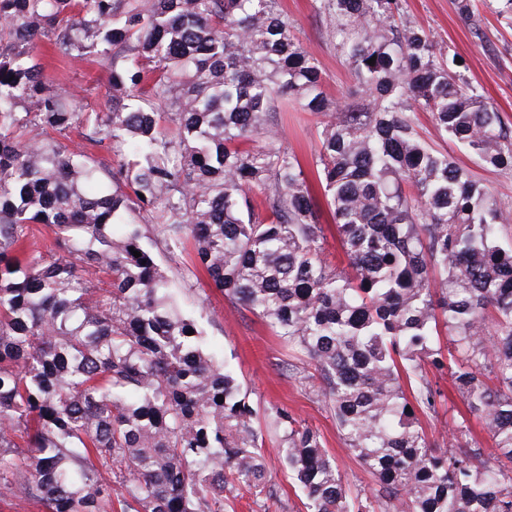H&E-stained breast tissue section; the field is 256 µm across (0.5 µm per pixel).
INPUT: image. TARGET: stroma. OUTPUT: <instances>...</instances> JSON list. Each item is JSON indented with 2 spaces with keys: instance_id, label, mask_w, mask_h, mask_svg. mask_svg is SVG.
Listing matches in <instances>:
<instances>
[{
  "instance_id": "obj_1",
  "label": "stroma",
  "mask_w": 512,
  "mask_h": 512,
  "mask_svg": "<svg viewBox=\"0 0 512 512\" xmlns=\"http://www.w3.org/2000/svg\"><path fill=\"white\" fill-rule=\"evenodd\" d=\"M472 16H464L458 0H403L402 20L425 29L447 56L462 58L465 80L477 87L504 120L512 122V16L498 14L484 0H471ZM296 37L317 58L324 78V92L344 110L364 99L356 87L350 66L340 51L335 21L326 0H278ZM47 84L65 91L83 111L101 112L112 103V85L107 70L95 58L61 60L52 55L43 72ZM272 122L277 142L293 150L303 163H310L317 146L316 116L299 110L275 107ZM418 130L427 141L455 154L474 179L512 211V170L494 169L476 157L457 150L452 142L438 139L426 113L417 115ZM159 264L174 285L181 310L193 316L217 360L228 362L257 410L255 423L264 434L263 457L267 477L277 492L275 498L254 499L243 492L234 502L235 512H305V498L278 453L276 412L288 410L316 431L334 457L351 489L370 490L376 483L349 454L336 420L320 393L309 360L297 346L284 345L270 327L248 309L231 304L196 266L193 248L169 253L156 250ZM447 406L425 415L421 425L433 447H444L454 424L453 414L464 412L463 399L448 375L432 374Z\"/></svg>"
}]
</instances>
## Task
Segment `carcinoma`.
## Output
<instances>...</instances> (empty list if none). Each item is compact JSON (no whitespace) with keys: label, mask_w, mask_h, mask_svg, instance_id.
<instances>
[{"label":"carcinoma","mask_w":512,"mask_h":512,"mask_svg":"<svg viewBox=\"0 0 512 512\" xmlns=\"http://www.w3.org/2000/svg\"><path fill=\"white\" fill-rule=\"evenodd\" d=\"M363 108L329 111L317 59L275 0H0V486L37 512H224L275 496L255 409L143 243L156 224L231 302L299 345L346 451L350 494L309 427L276 414L307 512H512V249L505 209L414 113L512 170V127L401 0H327ZM46 40L106 64L112 109L46 84ZM375 59L370 65L368 60ZM319 117L313 171L276 144L274 104ZM35 128L127 141L112 171ZM315 175L347 265L327 256ZM56 250L27 246L30 225ZM141 253L136 257L133 252ZM451 376L494 456L435 449L418 412Z\"/></svg>","instance_id":"cac0c4a2"}]
</instances>
